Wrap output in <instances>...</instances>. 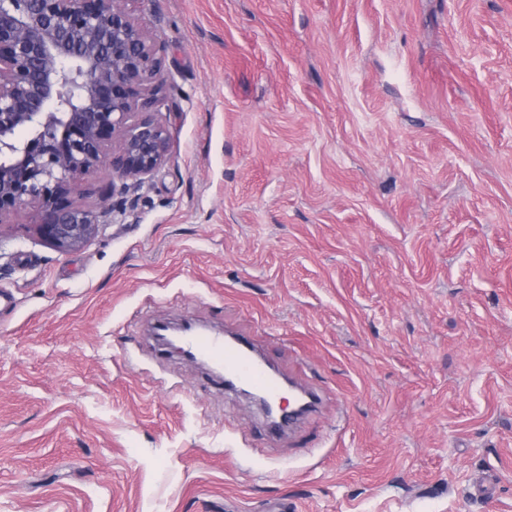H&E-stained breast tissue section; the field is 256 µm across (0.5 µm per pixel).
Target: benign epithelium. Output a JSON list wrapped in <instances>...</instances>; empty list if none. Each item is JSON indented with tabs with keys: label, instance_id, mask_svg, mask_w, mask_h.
<instances>
[{
	"label": "benign epithelium",
	"instance_id": "benign-epithelium-1",
	"mask_svg": "<svg viewBox=\"0 0 512 512\" xmlns=\"http://www.w3.org/2000/svg\"><path fill=\"white\" fill-rule=\"evenodd\" d=\"M144 0H0V223L33 207L38 237L61 252L123 221L168 159L157 107L169 76L136 20ZM112 167L110 207L78 202Z\"/></svg>",
	"mask_w": 512,
	"mask_h": 512
}]
</instances>
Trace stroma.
Masks as SVG:
<instances>
[{"instance_id":"obj_1","label":"stroma","mask_w":512,"mask_h":512,"mask_svg":"<svg viewBox=\"0 0 512 512\" xmlns=\"http://www.w3.org/2000/svg\"><path fill=\"white\" fill-rule=\"evenodd\" d=\"M167 162L0 225V512H512V0H144ZM249 337L287 434L160 350Z\"/></svg>"}]
</instances>
